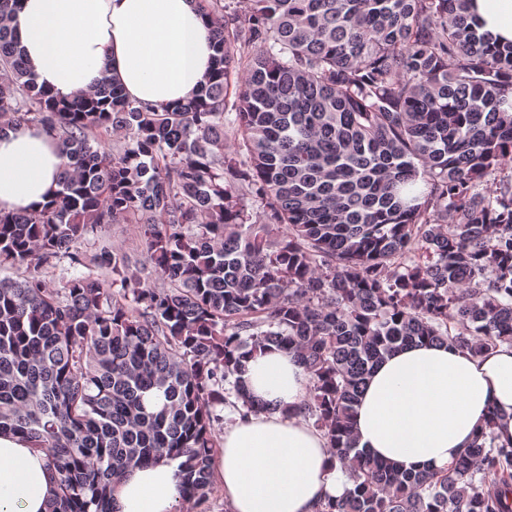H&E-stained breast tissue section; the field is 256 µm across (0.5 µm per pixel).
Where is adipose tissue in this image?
<instances>
[{"label": "adipose tissue", "instance_id": "1", "mask_svg": "<svg viewBox=\"0 0 512 512\" xmlns=\"http://www.w3.org/2000/svg\"><path fill=\"white\" fill-rule=\"evenodd\" d=\"M471 15L498 42L512 41V0H472ZM13 29L39 86L62 99L102 74L131 99L154 106L193 98L215 51L194 0H19ZM57 141L20 124L0 136V211L37 209L61 169ZM261 409L224 427L217 476L231 512H313L342 496L347 478L323 432L298 412L310 376L275 345L257 350L241 375ZM496 412L512 439V347L480 358L449 344L404 347L371 373L356 407L360 449L407 470L442 469L464 456ZM178 464L163 460L124 477L114 512H177ZM57 476L43 451L0 434V512H47Z\"/></svg>", "mask_w": 512, "mask_h": 512}]
</instances>
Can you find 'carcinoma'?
<instances>
[{
  "instance_id": "cac0c4a2",
  "label": "carcinoma",
  "mask_w": 512,
  "mask_h": 512,
  "mask_svg": "<svg viewBox=\"0 0 512 512\" xmlns=\"http://www.w3.org/2000/svg\"><path fill=\"white\" fill-rule=\"evenodd\" d=\"M17 2L0 135L40 125L63 164L42 209L0 212V433L46 453L49 512H113L114 485L162 458L207 503L241 361L269 344L309 373L300 412L351 482L316 512H512L493 420L446 470L352 434L396 347L512 346V43L468 0H197L215 50L198 98L154 108L105 75L66 103L26 67ZM129 222L137 260L97 237ZM59 267L83 272L53 285Z\"/></svg>"
}]
</instances>
